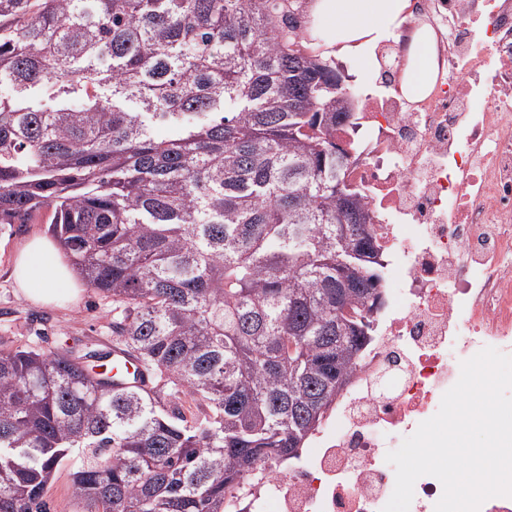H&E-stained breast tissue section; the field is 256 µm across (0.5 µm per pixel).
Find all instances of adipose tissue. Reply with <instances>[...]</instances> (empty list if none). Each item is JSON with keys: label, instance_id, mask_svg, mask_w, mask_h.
Instances as JSON below:
<instances>
[{"label": "adipose tissue", "instance_id": "obj_1", "mask_svg": "<svg viewBox=\"0 0 512 512\" xmlns=\"http://www.w3.org/2000/svg\"><path fill=\"white\" fill-rule=\"evenodd\" d=\"M410 0H314L313 15L333 54L356 57L363 68L377 72L376 49L392 28L404 22ZM435 42L429 30H417L410 44V63L404 72L403 91L408 99L423 95L433 83ZM14 279L23 296L38 304L77 298L83 284L49 238H31L19 251Z\"/></svg>", "mask_w": 512, "mask_h": 512}]
</instances>
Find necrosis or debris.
Instances as JSON below:
<instances>
[{"instance_id":"obj_1","label":"necrosis or debris","mask_w":512,"mask_h":512,"mask_svg":"<svg viewBox=\"0 0 512 512\" xmlns=\"http://www.w3.org/2000/svg\"><path fill=\"white\" fill-rule=\"evenodd\" d=\"M411 2L379 50L390 84L336 128L382 253L372 339L310 446L228 512H382L388 449L437 413L462 361L512 355V0ZM422 24L435 82L411 102L400 79Z\"/></svg>"}]
</instances>
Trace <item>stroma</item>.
<instances>
[{
	"mask_svg": "<svg viewBox=\"0 0 512 512\" xmlns=\"http://www.w3.org/2000/svg\"><path fill=\"white\" fill-rule=\"evenodd\" d=\"M50 210L25 224H0V350L31 346L45 350L86 345L111 350L121 345L112 333V301L84 288L77 303L37 305L16 289L11 270L16 252L33 236L49 235Z\"/></svg>",
	"mask_w": 512,
	"mask_h": 512,
	"instance_id": "stroma-1",
	"label": "stroma"
}]
</instances>
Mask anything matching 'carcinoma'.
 I'll return each mask as SVG.
<instances>
[{"mask_svg":"<svg viewBox=\"0 0 512 512\" xmlns=\"http://www.w3.org/2000/svg\"><path fill=\"white\" fill-rule=\"evenodd\" d=\"M304 2L0 0V224L52 210L156 375L114 391L108 352L1 350L0 512H51L75 456V512H224L347 385L380 250L342 176L344 77L299 36ZM79 463L80 460L77 457H73L63 462L57 469L54 482L46 494V499L51 505L52 512H72L71 510H74L70 505L69 499L70 473Z\"/></svg>","mask_w":512,"mask_h":512,"instance_id":"carcinoma-1","label":"carcinoma"}]
</instances>
